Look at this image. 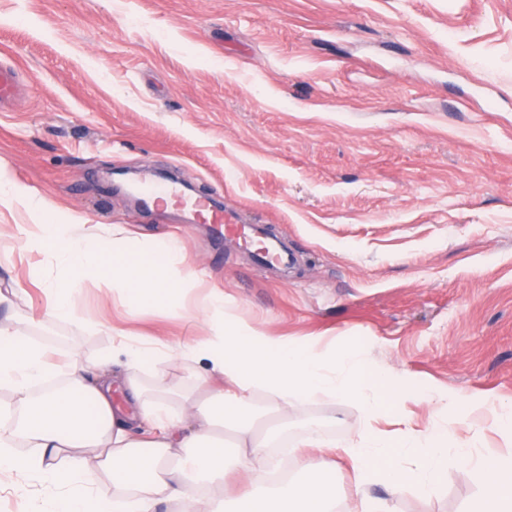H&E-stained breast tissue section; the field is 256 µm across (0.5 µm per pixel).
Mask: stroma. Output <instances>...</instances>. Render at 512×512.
<instances>
[{
	"label": "stroma",
	"mask_w": 512,
	"mask_h": 512,
	"mask_svg": "<svg viewBox=\"0 0 512 512\" xmlns=\"http://www.w3.org/2000/svg\"><path fill=\"white\" fill-rule=\"evenodd\" d=\"M21 74L0 102V227L43 213L91 224L139 251L182 240L197 290L222 291L237 319L294 343L361 352L403 380L458 399L457 435L485 455L512 437L476 406L512 403V0H0V62ZM172 171L243 224H264L294 254L261 267L211 224L181 210H139L112 172ZM51 254L0 237V291L17 289L0 326L88 368L121 340L144 369L184 382L177 346L202 320L139 305L90 277L78 316L49 315ZM358 402L294 400L273 443L336 484V512L357 492L346 459L306 447L307 424L340 443L362 428ZM45 487L0 483V512H32ZM482 491L470 464L449 466L432 496L395 512H467ZM390 499V498H389Z\"/></svg>",
	"instance_id": "1"
}]
</instances>
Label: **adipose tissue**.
Wrapping results in <instances>:
<instances>
[{
  "label": "adipose tissue",
  "mask_w": 512,
  "mask_h": 512,
  "mask_svg": "<svg viewBox=\"0 0 512 512\" xmlns=\"http://www.w3.org/2000/svg\"><path fill=\"white\" fill-rule=\"evenodd\" d=\"M26 235L29 244L58 262L60 275L51 289L55 318L76 316L78 286L92 276L131 300L185 310L211 328L209 336L182 347L195 363L185 387H169L160 375L147 382L140 350L124 344L116 351L117 363L102 362L92 377L79 355L71 354L68 387L34 401L31 387L57 371L40 346L0 327V385L16 396L14 403L0 405V477L27 473L51 482L55 491L39 503V512H156L169 500L181 512H224L223 502L204 497L199 488L229 478L244 512H333L336 489L322 470L267 488L268 441L241 417L258 391L280 412L298 397L360 402L365 428L336 447L358 483L374 475L391 498L409 488L432 494L449 465L469 462L483 492L468 512H512V455L478 457L476 438L454 436L449 424L455 398H438L426 386L399 381L352 349L324 354L314 342L264 336L230 314L223 293L191 296L195 271L176 240L159 239L134 254L103 243L80 224H33ZM116 386L124 404L113 401ZM407 400L436 404L439 419L427 430L410 429L396 438L372 427L377 414ZM19 442L33 447L34 455L15 454ZM81 447L96 449L93 463L72 457L64 467H53L66 449ZM104 474L116 489L108 500L97 493Z\"/></svg>",
  "instance_id": "ef3b65f1"
}]
</instances>
